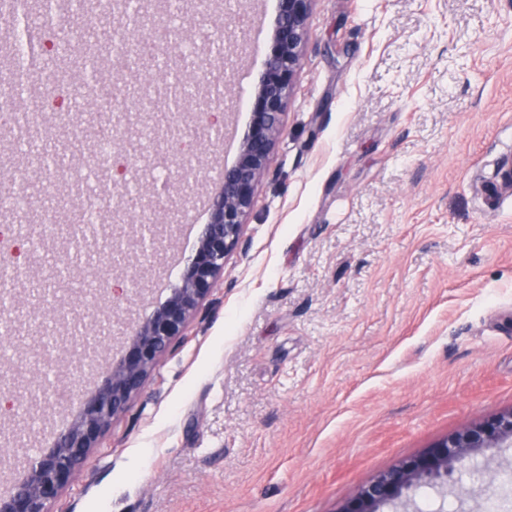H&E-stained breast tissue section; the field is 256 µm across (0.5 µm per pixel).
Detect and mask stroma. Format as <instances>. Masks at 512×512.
Segmentation results:
<instances>
[{
  "mask_svg": "<svg viewBox=\"0 0 512 512\" xmlns=\"http://www.w3.org/2000/svg\"><path fill=\"white\" fill-rule=\"evenodd\" d=\"M277 0H222L183 16L174 43L213 34L245 52L221 79L187 70L195 96L163 151L113 148V171L163 201L132 213L160 228L127 250L146 293L114 282L112 251L69 270L55 294L65 331L98 344L93 364L46 373L39 392L0 389V494L14 462L51 448L132 332L181 284L219 184L250 122ZM218 115L197 129V108ZM512 0H314L283 118L241 241L201 310L144 390L101 437L53 512H339L377 476L448 436L512 410ZM21 216L0 211L17 275L10 303L45 292ZM55 407L44 419L42 400ZM419 512H482L470 490L417 491Z\"/></svg>",
  "mask_w": 512,
  "mask_h": 512,
  "instance_id": "35a3bbf8",
  "label": "stroma"
}]
</instances>
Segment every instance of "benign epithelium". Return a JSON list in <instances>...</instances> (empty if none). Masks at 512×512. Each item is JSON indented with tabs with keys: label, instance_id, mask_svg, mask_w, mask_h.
<instances>
[{
	"label": "benign epithelium",
	"instance_id": "obj_1",
	"mask_svg": "<svg viewBox=\"0 0 512 512\" xmlns=\"http://www.w3.org/2000/svg\"><path fill=\"white\" fill-rule=\"evenodd\" d=\"M312 0H279V15L271 47L255 87L252 118L239 147L236 163L224 168L204 225L199 245L182 276V284L128 336L119 361L104 372L94 396L86 400L74 422L58 433L52 447L25 465L26 473L6 495L0 512H51L62 491L84 466L112 421L123 414L131 399L145 388L150 373L181 336L188 321L201 309L215 281L224 272V259L238 246L245 218L252 209L255 190L268 173L270 156L281 132L283 116L293 91L294 78L306 41ZM160 0H147L143 23L131 30L123 53L135 52L150 42L153 29L167 22L157 10ZM0 320L14 326H40L38 314L0 307ZM44 350L38 363L19 356L3 370L47 366ZM512 444V410L486 423L459 431L420 455L380 474L363 487L340 512H381L383 506L412 502L413 490L425 480L442 484L465 461L483 448Z\"/></svg>",
	"mask_w": 512,
	"mask_h": 512
}]
</instances>
